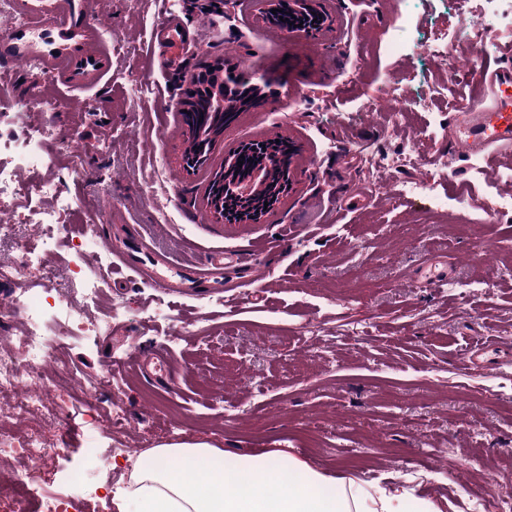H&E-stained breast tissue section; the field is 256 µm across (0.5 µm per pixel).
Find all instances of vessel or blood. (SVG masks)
I'll return each mask as SVG.
<instances>
[{
  "instance_id": "1",
  "label": "vessel or blood",
  "mask_w": 512,
  "mask_h": 512,
  "mask_svg": "<svg viewBox=\"0 0 512 512\" xmlns=\"http://www.w3.org/2000/svg\"><path fill=\"white\" fill-rule=\"evenodd\" d=\"M101 0H18L19 10L28 16L24 26L0 28V56L37 60L50 65L77 85L88 84L100 67L109 66L111 47L94 50L96 30L89 21L93 10L101 8ZM155 37L166 46H182L186 37L172 20H162ZM477 89L468 97L448 124V137L464 154L487 157L512 150V63H488L477 71ZM113 252L126 268L142 273L151 270L156 284L163 288H181L198 296L218 288L215 271L243 270L253 279L264 277L254 251L245 250L210 259L206 265L172 266L150 245L131 247L113 241ZM140 366L150 373L166 371L171 355L163 348L138 351Z\"/></svg>"
}]
</instances>
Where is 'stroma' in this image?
Segmentation results:
<instances>
[{"instance_id":"obj_1","label":"stroma","mask_w":512,"mask_h":512,"mask_svg":"<svg viewBox=\"0 0 512 512\" xmlns=\"http://www.w3.org/2000/svg\"><path fill=\"white\" fill-rule=\"evenodd\" d=\"M329 19L308 37L256 22L255 0H112L93 17L112 43V68L75 90L33 64L0 59V164L30 132L48 133L47 163L30 182H51L72 206L59 212L60 246L51 279L12 270L13 241L0 239V290L55 293L79 300L74 247L96 237L92 263L102 301L89 310L92 334L65 341L62 360L40 366L41 381L112 371L111 392L93 417L72 401L53 403L59 424L46 449L45 480L27 512L49 496H72L77 512H117L107 490L122 471L86 463L98 449L123 458L156 445L205 441L253 454L287 448L316 469L446 502L445 512H494L490 488L512 493V367L466 369L474 336L512 337V155L458 153L449 115L473 92L485 61L512 58V28L483 32L482 47L455 39L480 20L485 0H326ZM174 17L191 40L181 66L223 64L228 76L264 77L263 98L225 127L209 164L175 163L182 146L185 88L153 30ZM416 45L392 52L395 36ZM407 88L403 113L391 101ZM58 100L42 106L44 96ZM283 135L297 150L292 188L255 224L218 223L206 206L211 174L243 142ZM416 151L417 166L385 169L386 156ZM426 184L433 197L463 196L464 209L400 199L402 185ZM361 186L374 203L352 213L337 200ZM48 196L0 203V224L34 234L33 211ZM294 234L266 258L267 277L235 273L229 288L199 297L142 282L118 267L110 239L154 235L172 259L204 261ZM496 262L480 259L478 243ZM447 264L455 284L436 288L411 275L425 257ZM163 346L172 375L133 373L134 351ZM121 426H114L115 414ZM85 465L88 489L72 491L63 470Z\"/></svg>"}]
</instances>
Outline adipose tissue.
Masks as SVG:
<instances>
[{"label":"adipose tissue","instance_id":"1","mask_svg":"<svg viewBox=\"0 0 512 512\" xmlns=\"http://www.w3.org/2000/svg\"><path fill=\"white\" fill-rule=\"evenodd\" d=\"M112 466L128 475L113 497L118 512H441L431 498L370 491L280 449L229 458L206 443H168ZM284 466L295 475L285 486Z\"/></svg>","mask_w":512,"mask_h":512}]
</instances>
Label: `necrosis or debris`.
Listing matches in <instances>:
<instances>
[{
  "instance_id": "obj_1",
  "label": "necrosis or debris",
  "mask_w": 512,
  "mask_h": 512,
  "mask_svg": "<svg viewBox=\"0 0 512 512\" xmlns=\"http://www.w3.org/2000/svg\"><path fill=\"white\" fill-rule=\"evenodd\" d=\"M44 131L31 133L16 146L14 163L9 167L0 166V199L14 196L51 195L55 207L42 210L36 220L40 232L34 237H20L15 241L17 265L23 269H33L50 275L49 258L53 254L57 240L56 213L68 208L69 199L57 196L52 183L29 184L22 177L23 171L41 167L45 163L43 154ZM82 284L79 307L68 308L66 298H59L56 307H46L41 298L27 293L13 297V309L22 311L26 319V334L20 337L19 351L8 356H0V396L16 398L19 410L26 411L42 404L44 398L56 393L78 399L85 410H92L98 393L111 389L110 370H103L94 377L78 381L64 378L53 389L42 388L38 372L39 365L55 363L59 360L58 340L86 336L90 327L86 313L98 297L96 280L78 270ZM45 442L41 435L30 433L20 437L10 428L0 427V455L22 456L27 458L28 467L14 477L19 489H32L39 484V471L43 462Z\"/></svg>"
}]
</instances>
